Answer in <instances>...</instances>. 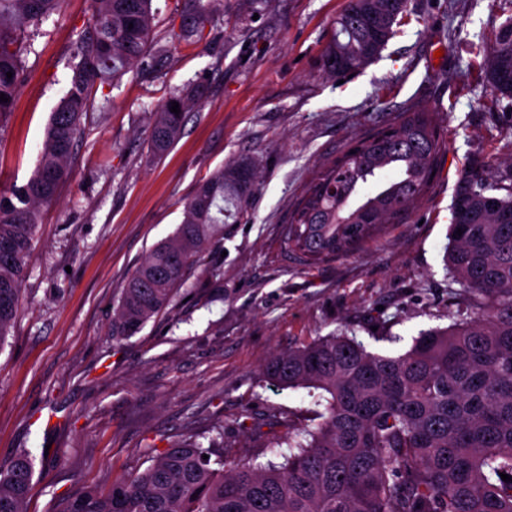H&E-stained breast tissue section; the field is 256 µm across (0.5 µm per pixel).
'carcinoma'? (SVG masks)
Here are the masks:
<instances>
[{
    "instance_id": "cac0c4a2",
    "label": "carcinoma",
    "mask_w": 512,
    "mask_h": 512,
    "mask_svg": "<svg viewBox=\"0 0 512 512\" xmlns=\"http://www.w3.org/2000/svg\"><path fill=\"white\" fill-rule=\"evenodd\" d=\"M63 0H0V116L24 76L21 34ZM407 0H347L322 54L339 78L374 62L394 35ZM152 0H89L73 44L70 86L51 113L37 167L0 193V342L19 309L40 206L55 201L67 161L85 137L96 95L146 57L204 36L206 16H183L167 44L153 35ZM12 77H7V73ZM491 91L512 100V16L487 56ZM196 87L157 110L148 138L156 156L179 138ZM178 103L180 113L170 111ZM443 147L432 112H403L324 163L298 203L288 249L309 265L348 253L422 202ZM371 194L362 188L384 173ZM256 182L253 161L216 169L184 203L173 236L123 282L112 335L132 337L165 309L203 249L224 239V214L244 215ZM448 280L462 287L445 328L423 331L397 356L373 353L346 333L272 356L264 375L282 389H307L324 405L313 429L288 436L282 461L266 465L205 459L200 443L170 445L145 471L69 498L59 512H512V182L465 170L451 207ZM461 234H456V231ZM33 463L27 451L0 461V512H23Z\"/></svg>"
}]
</instances>
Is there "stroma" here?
<instances>
[{"label":"stroma","instance_id":"obj_1","mask_svg":"<svg viewBox=\"0 0 512 512\" xmlns=\"http://www.w3.org/2000/svg\"><path fill=\"white\" fill-rule=\"evenodd\" d=\"M346 0H224L203 40L157 71L128 73L82 121L70 176L43 206L19 313L0 343V460L28 450L25 512L146 470L162 446L221 438L225 461H279L289 433L314 424L307 390L264 376L271 356L344 330L397 355L449 324L445 248L460 174L512 179V101L483 64L512 0H408L380 57L338 80L319 57ZM87 0H64L31 35L25 80L0 118V192L26 183L68 90L70 48ZM203 94L172 149L147 141L158 106ZM435 113L445 148L426 199L353 253L316 266L283 245L296 203L351 140L410 110ZM254 160L242 217L186 274L164 312L114 336L120 286L170 238L184 202L216 168Z\"/></svg>","mask_w":512,"mask_h":512}]
</instances>
